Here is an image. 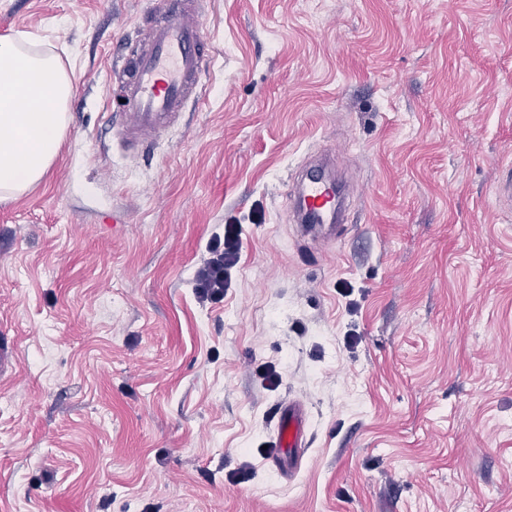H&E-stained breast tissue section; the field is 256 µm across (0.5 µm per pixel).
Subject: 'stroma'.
Instances as JSON below:
<instances>
[{"label":"stroma","instance_id":"stroma-1","mask_svg":"<svg viewBox=\"0 0 512 512\" xmlns=\"http://www.w3.org/2000/svg\"><path fill=\"white\" fill-rule=\"evenodd\" d=\"M151 3L0 0L74 73L57 158L0 202V512H512V0H211L202 95L131 162L107 75ZM330 149L359 191L313 238L289 179ZM242 248L241 225L228 224L223 237L217 235L207 247V258L196 270L193 284L202 302L217 303L224 299V290L229 288L228 270L239 261ZM304 416L301 406L288 404L279 422L278 432L272 442L273 451L266 457L267 466L282 474L297 467L303 445ZM284 448H288L286 451Z\"/></svg>","mask_w":512,"mask_h":512}]
</instances>
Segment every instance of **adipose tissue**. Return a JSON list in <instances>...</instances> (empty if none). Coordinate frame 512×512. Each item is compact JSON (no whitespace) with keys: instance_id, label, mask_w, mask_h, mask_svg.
Returning <instances> with one entry per match:
<instances>
[{"instance_id":"adipose-tissue-1","label":"adipose tissue","mask_w":512,"mask_h":512,"mask_svg":"<svg viewBox=\"0 0 512 512\" xmlns=\"http://www.w3.org/2000/svg\"><path fill=\"white\" fill-rule=\"evenodd\" d=\"M72 79L26 35L0 38V199L23 194L55 160L68 126Z\"/></svg>"}]
</instances>
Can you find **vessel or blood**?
I'll return each instance as SVG.
<instances>
[{"mask_svg":"<svg viewBox=\"0 0 512 512\" xmlns=\"http://www.w3.org/2000/svg\"><path fill=\"white\" fill-rule=\"evenodd\" d=\"M209 2L160 0L144 15L141 38L126 46L111 71L106 112L127 153L137 157L151 149L201 95V79L213 62L203 22ZM340 211V189L334 178L315 171L297 188L296 221L305 228L336 224ZM303 433V410L289 405L266 459L273 472L297 467Z\"/></svg>","mask_w":512,"mask_h":512,"instance_id":"b4317fda","label":"vessel or blood"}]
</instances>
